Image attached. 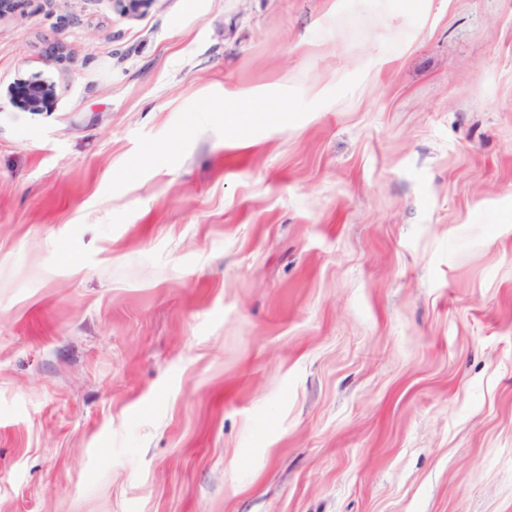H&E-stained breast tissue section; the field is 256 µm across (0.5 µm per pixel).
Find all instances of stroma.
<instances>
[{"label": "stroma", "instance_id": "35a3bbf8", "mask_svg": "<svg viewBox=\"0 0 512 512\" xmlns=\"http://www.w3.org/2000/svg\"><path fill=\"white\" fill-rule=\"evenodd\" d=\"M0 512H512V0L1 14ZM53 97L51 85L41 80H30L18 85L13 93V101L31 111L47 109Z\"/></svg>", "mask_w": 512, "mask_h": 512}]
</instances>
